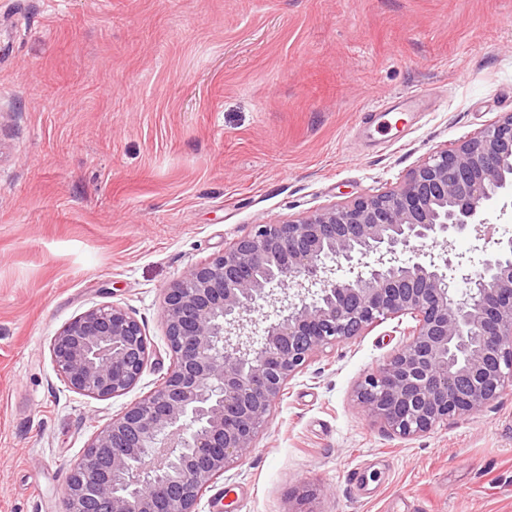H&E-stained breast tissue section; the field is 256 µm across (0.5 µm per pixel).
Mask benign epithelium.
Returning <instances> with one entry per match:
<instances>
[{"instance_id":"benign-epithelium-1","label":"benign epithelium","mask_w":512,"mask_h":512,"mask_svg":"<svg viewBox=\"0 0 512 512\" xmlns=\"http://www.w3.org/2000/svg\"><path fill=\"white\" fill-rule=\"evenodd\" d=\"M508 191L512 113L428 157L396 190L259 224L191 268L165 293L168 376L93 436L65 512H196L200 492L251 451L287 382L385 319L416 324L357 388L372 418L408 438L495 401L512 388V238L462 290V262L405 255L428 241L450 254L457 237L482 236L484 209ZM50 353L69 388L96 399L132 389L150 356L140 323L116 306L66 323Z\"/></svg>"}]
</instances>
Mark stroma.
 <instances>
[{
	"label": "stroma",
	"instance_id": "obj_1",
	"mask_svg": "<svg viewBox=\"0 0 512 512\" xmlns=\"http://www.w3.org/2000/svg\"><path fill=\"white\" fill-rule=\"evenodd\" d=\"M509 112L512 0H0V512H63L92 437L165 377V291L189 269ZM484 217L455 241L468 274L512 196ZM112 305L150 357L95 399L49 346ZM413 324L317 353L197 512H512V391L410 438L357 404Z\"/></svg>",
	"mask_w": 512,
	"mask_h": 512
}]
</instances>
